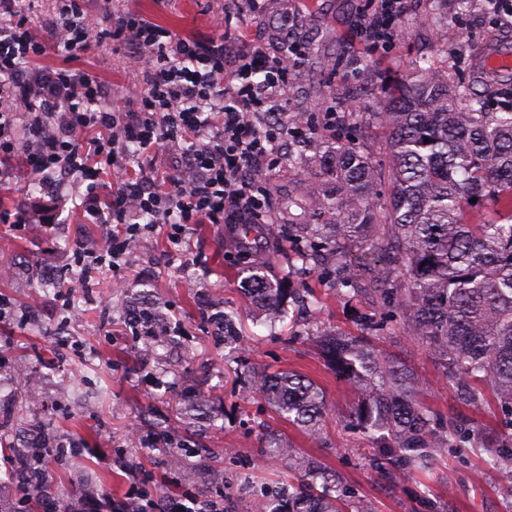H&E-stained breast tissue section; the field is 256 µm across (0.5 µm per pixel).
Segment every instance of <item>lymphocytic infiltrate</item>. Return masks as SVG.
Instances as JSON below:
<instances>
[{"label":"lymphocytic infiltrate","instance_id":"obj_1","mask_svg":"<svg viewBox=\"0 0 512 512\" xmlns=\"http://www.w3.org/2000/svg\"><path fill=\"white\" fill-rule=\"evenodd\" d=\"M0 0V157L23 154L29 174L52 184L55 198H80L92 224H117L121 235L91 250L76 243V267L121 261L130 244L159 229L181 243L191 224H261L270 212L268 175L281 164V142L336 131V109L288 117L284 96L300 63L296 44L279 54L247 47L224 67V43L243 31L199 39L183 36L138 13L116 16L102 29L83 0H57L49 34L31 26L16 5ZM406 0H376L365 27L371 39L394 43ZM112 39L131 51L144 84L140 109L121 111L99 78L78 60ZM54 50L62 63L35 66ZM180 150L183 167L159 176L134 169L133 155ZM109 174L120 189L100 198ZM72 512H224V497L166 496L130 489L120 498L80 496Z\"/></svg>","mask_w":512,"mask_h":512}]
</instances>
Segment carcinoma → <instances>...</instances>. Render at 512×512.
Wrapping results in <instances>:
<instances>
[{"instance_id":"cac0c4a2","label":"carcinoma","mask_w":512,"mask_h":512,"mask_svg":"<svg viewBox=\"0 0 512 512\" xmlns=\"http://www.w3.org/2000/svg\"><path fill=\"white\" fill-rule=\"evenodd\" d=\"M368 116L385 128L383 170L355 142L318 147L323 183L314 185L312 223L297 260H332L351 286L367 270L378 316L361 334L323 335L326 361L359 382L351 426L376 441L374 468L425 470L440 448H463L457 421L422 407L412 373L381 356L373 339L392 317L442 364L444 376L478 404L484 392L512 410V106L489 111L485 97L427 60L415 62ZM476 202H470V199ZM250 292L269 314L286 313L290 290L259 268ZM281 419L314 434L323 393L306 377L258 378ZM268 512H349L346 492L288 483V505Z\"/></svg>"}]
</instances>
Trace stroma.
Returning <instances> with one entry per match:
<instances>
[{"instance_id":"35a3bbf8","label":"stroma","mask_w":512,"mask_h":512,"mask_svg":"<svg viewBox=\"0 0 512 512\" xmlns=\"http://www.w3.org/2000/svg\"><path fill=\"white\" fill-rule=\"evenodd\" d=\"M104 25L133 10L178 33L207 38L224 33L215 0H85ZM372 12L371 0H268L262 13L242 18L256 44L268 50L297 42L302 59L286 93L287 110L311 113L319 105L337 107L370 99L381 80H392L419 57L450 65L449 79L465 81L488 102L499 99L504 84L478 78L475 62L493 50L512 49V17L496 12L491 0H472L460 11L456 0L432 8L430 0H408L395 46L369 40L360 31ZM460 34L442 52L431 42L442 25ZM129 52L112 41L92 47L82 62L111 91L121 111H138L144 86L128 78ZM279 171L267 178L273 209L250 263H243L239 234L222 224L191 226L180 245L154 236L130 250L120 270L93 266L90 285L59 298L47 277L72 257L76 242L102 244L110 227L87 223L74 203L55 204L50 189L31 184L20 158L0 186V209L32 211L45 206L42 221L22 227L0 223V300L8 312L0 320V412L10 415L4 431L13 450L0 461V494L19 500L9 470L23 458L34 424L47 425L59 440L75 439L81 453L50 461L44 477L51 499L68 506L97 490L120 496L129 488L124 473L110 462L126 452L137 466L138 485L179 496L224 495L225 512H264L268 500L288 494L289 476L325 467L341 483L355 512H512V466L488 467L512 438L497 406L469 404L442 367L398 323H388L375 340L381 354L413 371L422 404L455 417L485 438L486 447L456 448L439 454L426 477L412 472L387 478L373 469L372 444L352 429L348 414L357 401L352 383L324 361L318 342L328 330L358 335L374 308L366 292H346L335 277L289 267L300 247L284 234L307 221L313 203L312 179L301 164L318 165L311 143L287 141ZM263 267L275 282H289L313 293L318 307L304 315L290 306L273 320L246 290L249 265ZM148 305L166 328L157 336L133 331L127 314ZM231 325L221 324L224 314ZM26 369L41 388L37 407L21 404L9 379ZM299 372L321 388L326 411L317 435L280 421L265 396L251 387L254 375ZM86 392L107 387L104 400L84 404L70 394L72 382ZM141 432L169 433L194 449L177 458L173 446L147 448L132 439ZM278 435L292 449L290 459L270 461L267 435Z\"/></svg>"}]
</instances>
